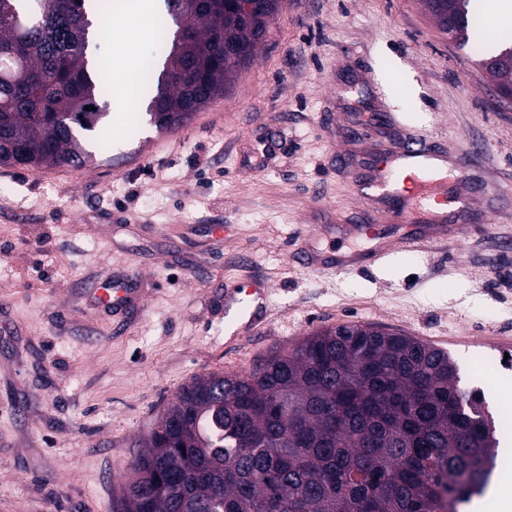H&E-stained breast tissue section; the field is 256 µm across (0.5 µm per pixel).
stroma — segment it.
I'll use <instances>...</instances> for the list:
<instances>
[{
    "label": "stroma",
    "instance_id": "obj_1",
    "mask_svg": "<svg viewBox=\"0 0 512 512\" xmlns=\"http://www.w3.org/2000/svg\"><path fill=\"white\" fill-rule=\"evenodd\" d=\"M474 25L460 49L420 0H283L254 61L179 133L150 126L140 102L110 116L122 166H0V512H112L183 385L339 325L444 349L512 438V111L475 64L512 24ZM109 26L90 61L133 35L134 71L153 62V35L119 16ZM410 135L477 157L470 208L415 251L392 243L394 203L375 237L351 232L352 180L375 147ZM382 245L372 268L352 256ZM305 246L315 265L298 260ZM247 276L267 312L229 340L224 291ZM92 280L134 304L96 311Z\"/></svg>",
    "mask_w": 512,
    "mask_h": 512
}]
</instances>
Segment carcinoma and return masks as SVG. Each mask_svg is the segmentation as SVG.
Returning a JSON list of instances; mask_svg holds the SVG:
<instances>
[{
    "label": "carcinoma",
    "instance_id": "carcinoma-1",
    "mask_svg": "<svg viewBox=\"0 0 512 512\" xmlns=\"http://www.w3.org/2000/svg\"><path fill=\"white\" fill-rule=\"evenodd\" d=\"M88 0H0V165L86 164L112 95L88 69ZM448 10L469 38L470 0ZM281 0L249 17L213 0H164L162 69L140 84L158 130L184 125L256 55ZM512 89V65L487 70ZM481 393L448 352L362 326L321 330L244 374L183 386L141 442L119 512H462L497 463Z\"/></svg>",
    "mask_w": 512,
    "mask_h": 512
}]
</instances>
